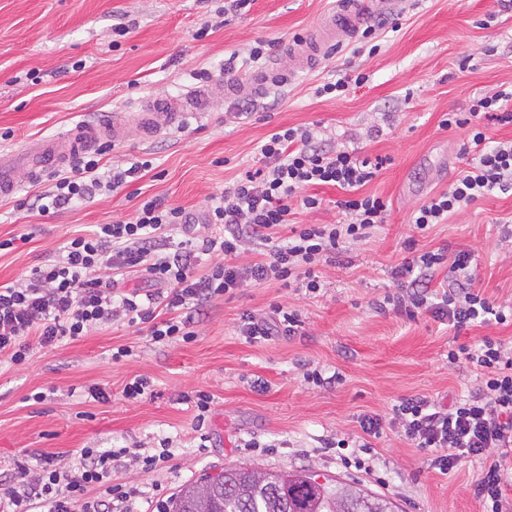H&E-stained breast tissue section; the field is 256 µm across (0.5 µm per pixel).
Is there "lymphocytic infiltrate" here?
Listing matches in <instances>:
<instances>
[{"mask_svg": "<svg viewBox=\"0 0 512 512\" xmlns=\"http://www.w3.org/2000/svg\"><path fill=\"white\" fill-rule=\"evenodd\" d=\"M512 123V91L500 90L473 99L467 111L445 113L442 128L465 133L461 151L472 161L452 185L435 194L411 215L423 230L493 192H512V142L492 143L489 123ZM261 164L248 170L233 187L212 197L208 233L197 236L185 208L160 198L143 200L133 220L98 225L95 231L68 239L58 254L35 266L21 281L0 285V356L25 364L33 345L75 341L101 326L123 321L143 325L156 344L188 343L203 308L218 297L233 296L246 283L274 282L314 294L322 283L315 272L335 262L349 245L369 238L387 211L378 196L363 194L383 158L346 148L328 149L306 128L279 130L260 149ZM150 161H135L99 173V150L76 153L67 170L52 173L51 190L31 197V209L48 214L78 200L117 190L127 178L149 171ZM334 186L345 196L337 203L346 219L338 224H295L293 204L314 211L321 198L314 186ZM287 238H280V229ZM261 259L242 262L249 247ZM220 260L207 273L195 272L199 256ZM473 255L427 251L405 259L392 277L398 287L391 300L408 315L425 310L453 328L512 322V309L494 304L473 288ZM448 280L440 294L430 283L439 268ZM139 273L146 287L124 290L130 273ZM166 286V296L153 285ZM241 333L257 342L295 335L302 322L295 311L276 306L271 317L242 315ZM466 361L484 371L479 387L467 396L440 404L408 398L393 408L392 424L416 447L425 450L428 466L448 474L465 459L482 461L474 495L482 512H508L503 491L512 487V352L483 338L472 347L449 350V363ZM169 448L142 454L135 448H85L73 466L41 455L34 466L18 469L15 486L0 493V512H138L140 488L113 481L124 466L151 472L167 462Z\"/></svg>", "mask_w": 512, "mask_h": 512, "instance_id": "f902f5d3", "label": "lymphocytic infiltrate"}]
</instances>
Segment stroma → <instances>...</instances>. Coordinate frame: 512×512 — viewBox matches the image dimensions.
Masks as SVG:
<instances>
[{
  "mask_svg": "<svg viewBox=\"0 0 512 512\" xmlns=\"http://www.w3.org/2000/svg\"><path fill=\"white\" fill-rule=\"evenodd\" d=\"M217 8L216 0H0L2 152L134 111L142 98L183 97L200 85L208 90L202 116L188 115L149 136L129 127L101 160L109 169L148 159L151 174L47 215L21 208L20 201L51 188L48 176L21 182L16 195L0 198V239L28 237L0 253V285L27 275L67 238L131 220L147 197L203 218L211 196L254 168L260 145L287 127L312 128L332 144L385 158L364 188L387 201L385 221L335 264L318 266V293L249 284L232 299L210 303L192 342L162 346L114 323L76 341L34 347L22 366L0 357V481L40 454L68 463L84 448L150 453L166 439L172 456L162 468L149 474L122 468L117 480L169 497L227 466H304L386 495L396 512H480L473 494L479 463L438 474L388 424L369 440L374 473L346 468L318 448L324 439H358L360 415L388 421L401 399L444 401L478 388L480 371L449 363V350L486 336L512 350V325L456 333L428 311L411 317L374 308L397 290L393 268L411 252L440 248L471 252L475 288L512 304V194L488 195L423 232L410 222L413 211L448 188L469 162L461 153L463 133L440 128L442 116L463 111L470 98L512 86V15L500 13L496 0H389L384 9L398 15L401 27L378 37V52L356 54L344 44L312 69L296 71L291 82L251 99L248 114L240 116L241 98L227 90L248 85L259 69L244 66L229 80L222 72L225 58L270 42L266 65L293 69L289 45L338 3L252 0L238 16ZM124 21L134 22V29L113 42V24ZM31 70L39 82L27 80ZM203 70L210 74L204 81ZM360 73L367 83L350 87L344 97L314 94L320 83ZM374 126L382 136L367 137ZM276 304L298 311V335L245 342L242 314L267 316ZM121 345L131 346L133 356L113 360V348ZM314 367L324 376L338 375V382L306 383L303 374ZM139 376L150 379L153 395L126 399L124 386ZM92 386L105 388L108 401L88 398ZM198 391L214 397L200 432L184 401ZM250 438L279 449L246 454L239 444Z\"/></svg>",
  "mask_w": 512,
  "mask_h": 512,
  "instance_id": "1",
  "label": "stroma"
}]
</instances>
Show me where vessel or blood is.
<instances>
[{
    "label": "vessel or blood",
    "instance_id": "b4317fda",
    "mask_svg": "<svg viewBox=\"0 0 512 512\" xmlns=\"http://www.w3.org/2000/svg\"><path fill=\"white\" fill-rule=\"evenodd\" d=\"M360 18V13L346 8L325 18L315 32L303 35L294 52L296 69L305 68L320 55L343 45L357 29ZM205 109L206 92L199 89L185 99L141 100L136 119L149 134L179 123L187 113ZM125 124V116L116 114L109 122L79 124L62 136L36 141L16 152L1 153L0 198L10 197L17 190V170H25L30 177H37L46 168L64 164L73 153L93 149L106 140H119Z\"/></svg>",
    "mask_w": 512,
    "mask_h": 512
}]
</instances>
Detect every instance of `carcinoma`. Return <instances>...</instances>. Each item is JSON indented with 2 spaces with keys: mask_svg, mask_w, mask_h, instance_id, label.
<instances>
[{
  "mask_svg": "<svg viewBox=\"0 0 512 512\" xmlns=\"http://www.w3.org/2000/svg\"><path fill=\"white\" fill-rule=\"evenodd\" d=\"M170 512H394L390 500L359 487L319 481L309 469L226 467L185 485Z\"/></svg>",
  "mask_w": 512,
  "mask_h": 512,
  "instance_id": "cac0c4a2",
  "label": "carcinoma"
}]
</instances>
